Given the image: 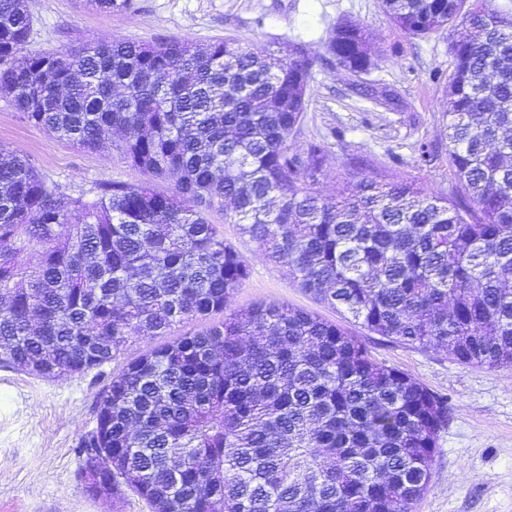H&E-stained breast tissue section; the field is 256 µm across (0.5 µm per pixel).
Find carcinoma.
<instances>
[{"label":"carcinoma","mask_w":512,"mask_h":512,"mask_svg":"<svg viewBox=\"0 0 512 512\" xmlns=\"http://www.w3.org/2000/svg\"><path fill=\"white\" fill-rule=\"evenodd\" d=\"M103 11L133 0H82ZM493 0H382L391 23L450 43L452 181L379 180L354 163L323 195V143L291 152L314 60L227 37L87 42L29 53L27 0H0V94L78 149L108 128L141 183L97 199L50 186L0 146V366L96 369L134 338L224 311L250 265L208 215L366 331L468 366L512 368V11ZM326 52L364 86L381 59L339 21ZM157 180H171L160 190ZM36 262H31V259ZM448 403L340 323L284 303L237 310L128 362L103 387L83 459L153 512H413Z\"/></svg>","instance_id":"1"}]
</instances>
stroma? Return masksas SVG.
<instances>
[{"mask_svg":"<svg viewBox=\"0 0 512 512\" xmlns=\"http://www.w3.org/2000/svg\"><path fill=\"white\" fill-rule=\"evenodd\" d=\"M129 11L106 12L80 0H28L33 16L30 50L78 46L89 41L153 42L184 37L197 47L227 38L271 52L303 45L315 60L312 94L295 151L309 141L324 143L323 190L337 193L353 162L370 176L414 179L429 191H447L451 179L448 145L442 135L444 86L435 71L448 68V46L464 38L459 26L440 38H411L395 28L380 0H133ZM346 19L368 29L384 55L369 77L370 93L351 87L350 76L326 53L324 40ZM109 134L101 148L70 146L27 123L0 97V145L26 156L48 184L87 199L104 181L136 184L142 174L121 161ZM437 150L422 162V148ZM226 242L248 257L249 278L231 308L284 302L332 322L339 312L295 288L288 269L253 254L236 225L210 216ZM365 341L377 360L394 366L448 401V423L434 455V476L414 512H512V369L467 367L432 351ZM154 338L131 344L122 359L82 376L42 378L0 367V512H151L131 491L92 499L83 492L82 438L96 422L100 392L123 360L157 346Z\"/></svg>","mask_w":512,"mask_h":512,"instance_id":"35a3bbf8","label":"stroma"}]
</instances>
